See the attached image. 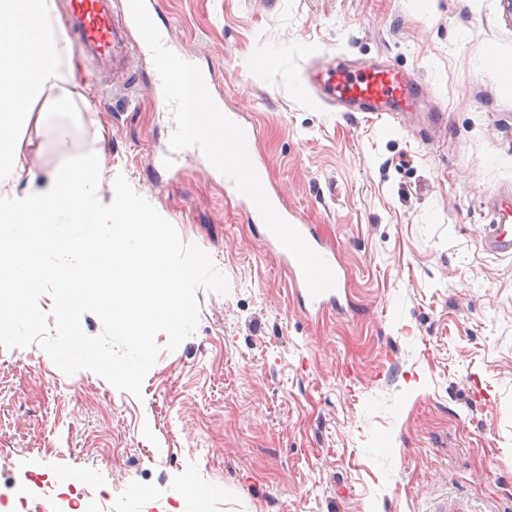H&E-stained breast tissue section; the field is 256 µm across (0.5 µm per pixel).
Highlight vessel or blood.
Masks as SVG:
<instances>
[{
    "instance_id": "1",
    "label": "vessel or blood",
    "mask_w": 512,
    "mask_h": 512,
    "mask_svg": "<svg viewBox=\"0 0 512 512\" xmlns=\"http://www.w3.org/2000/svg\"><path fill=\"white\" fill-rule=\"evenodd\" d=\"M65 25L77 51L92 64L93 77L123 69L127 59L146 51L145 42H130L128 32L134 25L128 0L113 4L112 0H68ZM302 88L314 93L327 105L340 112H367L379 117L405 112L415 104L417 94L413 83L398 73L381 68L360 76L341 70L309 69L302 76ZM490 221L482 240L485 251L497 256H512V189L497 190L488 200ZM285 218L303 235L308 244L332 268L336 277L334 290L308 297L312 310L341 308L349 272L334 251L324 245L294 213Z\"/></svg>"
}]
</instances>
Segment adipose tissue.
<instances>
[{
    "instance_id": "ef3b65f1",
    "label": "adipose tissue",
    "mask_w": 512,
    "mask_h": 512,
    "mask_svg": "<svg viewBox=\"0 0 512 512\" xmlns=\"http://www.w3.org/2000/svg\"><path fill=\"white\" fill-rule=\"evenodd\" d=\"M54 9V0H0V147L9 148L0 154V330L18 316L39 319L30 297L49 280L61 318L96 306L143 349L148 329L190 318L184 286L197 267L163 260L172 243L148 200L119 187L102 195L98 158L33 164L42 134L63 145L73 132L59 116L73 109L78 66Z\"/></svg>"
}]
</instances>
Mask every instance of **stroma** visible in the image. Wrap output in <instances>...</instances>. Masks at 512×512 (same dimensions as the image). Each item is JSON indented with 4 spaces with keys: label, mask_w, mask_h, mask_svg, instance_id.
Instances as JSON below:
<instances>
[{
    "label": "stroma",
    "mask_w": 512,
    "mask_h": 512,
    "mask_svg": "<svg viewBox=\"0 0 512 512\" xmlns=\"http://www.w3.org/2000/svg\"><path fill=\"white\" fill-rule=\"evenodd\" d=\"M154 18L257 127L284 204L348 268L349 305L309 312L220 176L165 159L147 56L133 92L81 79L72 139L34 163L109 128L101 184L147 197L167 261L198 263L196 311L142 356L79 306L97 354L67 358L57 290L35 292L41 321L0 335V512L72 478L90 512H512V257L481 246L488 195L512 185V89L487 65L512 60V6L160 0ZM315 58L416 75L419 107L384 136L299 90Z\"/></svg>",
    "instance_id": "obj_1"
}]
</instances>
